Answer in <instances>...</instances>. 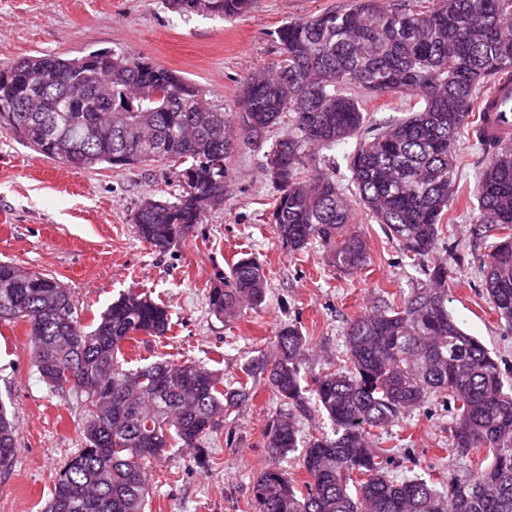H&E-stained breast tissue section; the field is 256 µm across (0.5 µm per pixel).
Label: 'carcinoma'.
Instances as JSON below:
<instances>
[{
    "label": "carcinoma",
    "instance_id": "obj_1",
    "mask_svg": "<svg viewBox=\"0 0 512 512\" xmlns=\"http://www.w3.org/2000/svg\"><path fill=\"white\" fill-rule=\"evenodd\" d=\"M166 2L181 16L231 19L254 0ZM275 43L276 68L243 78L231 122L175 72L96 50L31 55L1 68L0 126L74 170L182 164L174 200H146L132 217L139 239L162 253L224 203L237 142H257L256 125L265 133L286 115L288 135L271 145L264 166L277 191L270 223L279 239L292 252L319 244L341 273L362 270L370 254L352 227L359 207L411 260L420 287L350 319L342 359L306 385L301 365L310 341L294 324L279 328L272 353L226 381L198 361L122 366L123 343L171 328L168 307L150 293H122L84 326L70 289L0 261V320L29 324L42 379L85 406V448L56 475L46 512H145L152 461L177 446L201 451L228 411L247 407L258 380L290 406L263 432L258 512H512V385L448 309L449 262L438 256L461 167L457 136L477 126L481 89L512 78V0H354L346 10L283 25ZM384 94L414 97L419 107L372 123L362 102ZM351 139L349 195L334 170L336 148ZM480 146L471 232L498 230L481 273L492 310L512 326V259L501 258L512 254V144L489 138ZM323 151L331 172L306 176V159ZM216 279L209 310L227 323L265 302L266 276L247 253ZM306 390L329 429L302 440L291 407ZM434 398L456 412L450 442L467 474L446 484L396 482L386 469L401 449L389 445L388 433ZM296 451L309 476L303 490L281 467ZM16 452L15 422L1 399L0 470L12 467Z\"/></svg>",
    "mask_w": 512,
    "mask_h": 512
}]
</instances>
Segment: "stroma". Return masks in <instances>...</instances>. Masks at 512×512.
Returning <instances> with one entry per match:
<instances>
[{
    "instance_id": "stroma-1",
    "label": "stroma",
    "mask_w": 512,
    "mask_h": 512,
    "mask_svg": "<svg viewBox=\"0 0 512 512\" xmlns=\"http://www.w3.org/2000/svg\"><path fill=\"white\" fill-rule=\"evenodd\" d=\"M351 4L255 0L246 15L223 20L184 18L165 0H0V66L38 53L131 54L191 80L214 108L231 115L238 110L242 76L276 65L273 34L279 27ZM458 153L463 160L459 190L441 242L455 256L448 308L512 383V329L493 313L480 273L492 240L469 233V189L482 156L471 131L461 134ZM263 161V149L239 145L228 165L223 204L161 253L138 238L132 216L147 199L178 194L175 162L77 171L0 127V260L63 282L86 325L128 289L162 299L172 328L164 338L127 350L138 364L159 356L176 363L200 360L235 379L258 350L268 347L278 327L290 322L310 341L302 374L321 372L341 357L347 320L369 310L383 293L408 295L420 275L383 227L362 213L355 227L370 247L365 270L337 273L323 264L316 243L291 253L269 221L276 190ZM242 251L262 265L268 295L261 307L228 325L210 312L207 291L215 272ZM28 332L27 322L0 321V398L12 405L18 444L12 467L0 471V512H45L55 474L84 445L81 401L44 383ZM282 407L270 390L258 386L249 406L224 416L206 445V464H197L189 449L154 462L146 512H257L252 486L264 466L263 432ZM452 422V410L434 402L393 427L405 452L391 477L460 473L464 462L449 444Z\"/></svg>"
}]
</instances>
